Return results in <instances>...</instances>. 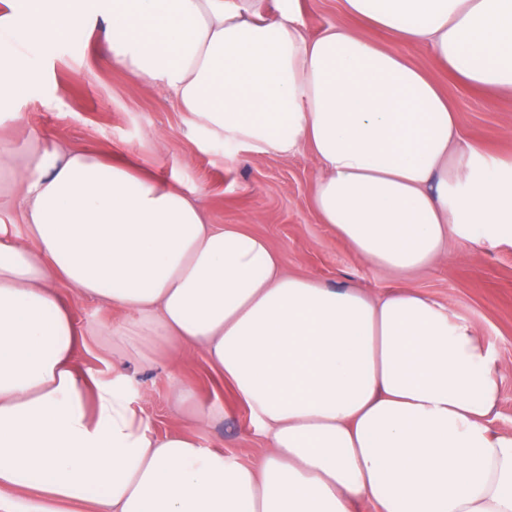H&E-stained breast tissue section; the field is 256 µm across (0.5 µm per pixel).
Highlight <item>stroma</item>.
I'll list each match as a JSON object with an SVG mask.
<instances>
[{
    "mask_svg": "<svg viewBox=\"0 0 512 512\" xmlns=\"http://www.w3.org/2000/svg\"><path fill=\"white\" fill-rule=\"evenodd\" d=\"M305 32L347 22L342 0H299ZM368 35L378 44L402 49L428 72L457 108L461 133L492 156L512 155V92L477 90L439 69L427 47L399 45L379 29ZM26 54L33 78L19 96L0 100V156L33 139L132 163L198 200L213 224H242L285 255V270L337 287L372 295L408 287L469 319L492 349L501 377V398L490 417L496 433H512V237L493 235L480 224L448 238V256L429 268L397 274L358 257L310 203L317 167L307 149L289 155L225 149L220 137L193 131L186 113L162 84H146L112 65L96 35L79 25L53 43H34ZM22 119H12L14 111ZM74 319L85 333L76 362L84 376L111 381L123 373L137 396L136 408L155 435L185 429L183 411L171 397L176 384L194 388L199 401L220 408L211 423L197 426L208 447L245 464L260 460L266 438L239 402L232 386L214 371L202 351L185 355L153 345L150 362L113 343L104 327L129 321L128 313L93 298L68 292Z\"/></svg>",
    "mask_w": 512,
    "mask_h": 512,
    "instance_id": "35a3bbf8",
    "label": "stroma"
}]
</instances>
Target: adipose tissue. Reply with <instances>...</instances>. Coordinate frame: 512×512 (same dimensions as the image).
<instances>
[{
  "label": "adipose tissue",
  "instance_id": "1",
  "mask_svg": "<svg viewBox=\"0 0 512 512\" xmlns=\"http://www.w3.org/2000/svg\"><path fill=\"white\" fill-rule=\"evenodd\" d=\"M0 97L22 51L102 20L113 62L189 124L256 154L308 146L311 203L389 272L427 268L462 224L512 232V157L485 160L447 95L367 31L428 46L460 82L512 90V0H343L359 24L300 28L296 0H0ZM25 232L0 225V512H512V434L492 433L496 360L412 288L288 274L262 236L178 188L41 143L0 164ZM69 288L131 319L122 342L202 350L268 441L251 466L155 436L123 375L87 385Z\"/></svg>",
  "mask_w": 512,
  "mask_h": 512
}]
</instances>
